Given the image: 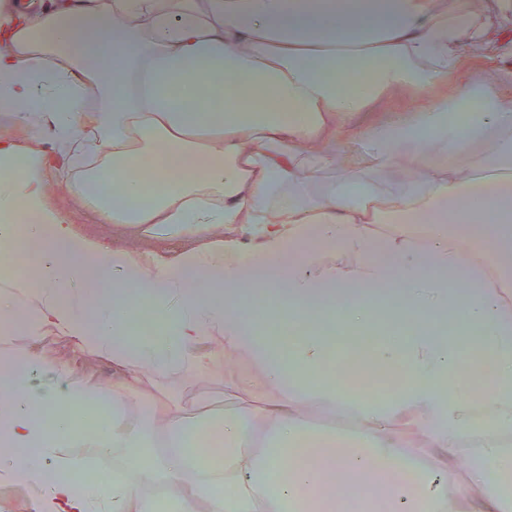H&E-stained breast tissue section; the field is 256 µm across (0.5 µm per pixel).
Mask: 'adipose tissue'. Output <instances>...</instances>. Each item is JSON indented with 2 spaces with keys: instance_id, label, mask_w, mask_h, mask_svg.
Segmentation results:
<instances>
[{
  "instance_id": "1",
  "label": "adipose tissue",
  "mask_w": 512,
  "mask_h": 512,
  "mask_svg": "<svg viewBox=\"0 0 512 512\" xmlns=\"http://www.w3.org/2000/svg\"><path fill=\"white\" fill-rule=\"evenodd\" d=\"M510 30L512 0H0V240L24 209L35 263L0 280V315L21 319L0 333L11 478L45 512H152L140 491L159 484L180 512H291L305 495L338 512L336 487L357 494L385 466L375 487L392 512H500L487 489L512 474ZM465 48L508 62L468 73ZM364 69L368 81L338 90L336 72ZM241 80L269 101L244 105ZM385 99L403 106L355 123ZM60 194L96 231L69 222ZM169 242L178 250L161 251ZM273 275L300 318L396 284L395 305L458 319L376 349L405 364L409 388L354 396L322 376L323 337L284 356L257 346L243 305ZM140 303L166 335L126 340ZM51 336L75 358L40 351ZM466 345L496 361L499 388L479 407L456 379ZM239 357L263 384L225 378L223 417L207 416L205 393L183 398L189 378ZM145 390L163 397L161 420L132 416ZM107 400L94 432L75 430L78 411ZM479 418L493 434L475 433ZM200 434L223 469L204 463ZM59 437L122 452L106 494L76 488L85 464L60 455Z\"/></svg>"
}]
</instances>
